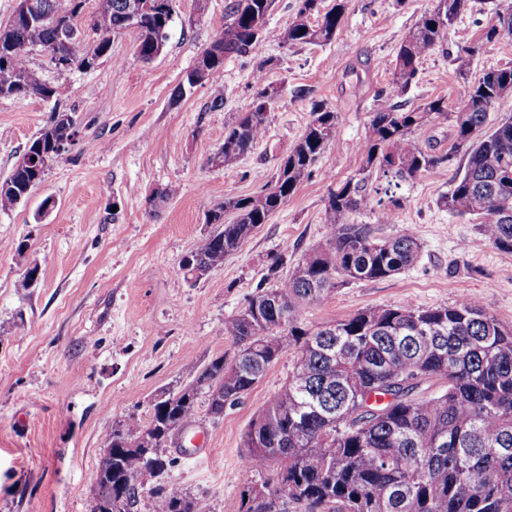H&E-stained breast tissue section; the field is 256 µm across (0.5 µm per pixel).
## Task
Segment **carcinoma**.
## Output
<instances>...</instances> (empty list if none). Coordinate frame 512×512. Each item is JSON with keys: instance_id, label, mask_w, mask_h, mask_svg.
Wrapping results in <instances>:
<instances>
[{"instance_id": "1", "label": "carcinoma", "mask_w": 512, "mask_h": 512, "mask_svg": "<svg viewBox=\"0 0 512 512\" xmlns=\"http://www.w3.org/2000/svg\"><path fill=\"white\" fill-rule=\"evenodd\" d=\"M42 21L31 25L13 18L0 32V91L11 96L48 98L52 86L30 64L35 50L49 57L100 59L111 53L112 37L133 30L135 54L151 61L163 43L176 0L158 11L154 0H107L90 15L100 38L84 48L64 41V14H84L86 0H39ZM295 0L288 26L267 28L274 0H232L231 23L217 39V54L203 58L207 81L223 72L224 59L244 56L275 39L283 44H328L341 34L347 0ZM142 5L137 26L128 5ZM471 0H432L396 51L392 95L411 87L420 60L441 41ZM263 29L262 39L254 28ZM512 43V14H498L477 43L463 49L472 57L485 44ZM249 108L224 127V144L215 162L236 165L264 138L274 102L270 86L255 78ZM512 93V66L490 68L466 86V110L448 111L442 98L412 110L391 106L373 113L362 145L361 178H350L329 190L323 223L326 244L306 252L288 277L273 288H261L246 307L224 323V336L237 346L232 359L219 355L197 371L193 380L164 394L145 424L112 427L102 447L112 449L95 479L112 482L107 507L92 503L90 512H135L137 476L160 477L175 465L167 433L193 421L198 396L208 398L209 413L220 418L224 406L237 403L264 377L289 343L297 346L286 383L251 420L244 445L249 472L266 473L249 490L245 512H288V504L306 512H512V329L502 327L478 301L462 298L452 305L422 308L413 304L361 310L314 330L302 327L301 310L316 307L351 280H378L396 275L417 260L420 244L403 229L378 237L369 224L351 216L379 207L385 222H396L402 207L401 183L423 171L446 168L452 155L423 150L414 134L435 116L451 123L455 144L465 148L442 204L448 212L471 215L497 250L512 254V118L494 125L488 117L497 100ZM74 124L66 112L55 113L26 147L38 153L51 140L64 137ZM338 112L313 104V119L271 180L252 196H224L207 212L216 225L180 262L188 275L224 264L251 233L267 223L314 167L336 135ZM384 182L367 192V179ZM44 172L15 166L0 190V208L27 198ZM234 219L224 222V215ZM431 382L436 390L420 392ZM147 432L152 446H135L132 438ZM153 512H200L180 485L170 482L157 491Z\"/></svg>"}]
</instances>
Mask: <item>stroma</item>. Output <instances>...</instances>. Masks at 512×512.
I'll return each instance as SVG.
<instances>
[{"label": "stroma", "mask_w": 512, "mask_h": 512, "mask_svg": "<svg viewBox=\"0 0 512 512\" xmlns=\"http://www.w3.org/2000/svg\"><path fill=\"white\" fill-rule=\"evenodd\" d=\"M229 2L176 0L164 48L149 62L136 56L131 30L113 37L110 57L91 70H59L33 52L31 66L56 95L0 97V182L55 113H69L78 131L27 200L0 209V512H89L104 434L118 422L145 423L154 397L187 384L214 357H233L225 321L258 288L275 287L305 251L325 245L328 192L357 176L373 112L437 97L456 109L466 83L512 64V44H490L460 66V48L512 6L477 0L423 56L411 90L392 98L395 50L430 2L348 0L336 41L266 40L249 55L226 58L219 82L183 88L186 72L229 23ZM259 74L279 90L266 135L237 165L215 164L224 127L248 109ZM317 103L336 110L338 128L313 175L222 266L197 279L186 275L181 258L212 230L206 212L224 196L258 192ZM415 140L424 150L453 153L452 163L403 184L397 223H383L375 209L353 220L379 236L409 228L421 244L417 261L386 279L344 283L303 310L307 327L370 307L427 308L469 296L512 328V254L490 244L473 216L440 204L463 150L438 119ZM161 188L170 195L153 204ZM33 263L40 282L21 287ZM295 352L288 346L222 419L199 396L194 420L170 445L175 467L167 477L145 478L137 512H152L153 493L168 480L203 512H243L245 489L262 480L247 468L243 435L286 382Z\"/></svg>", "instance_id": "obj_1"}]
</instances>
